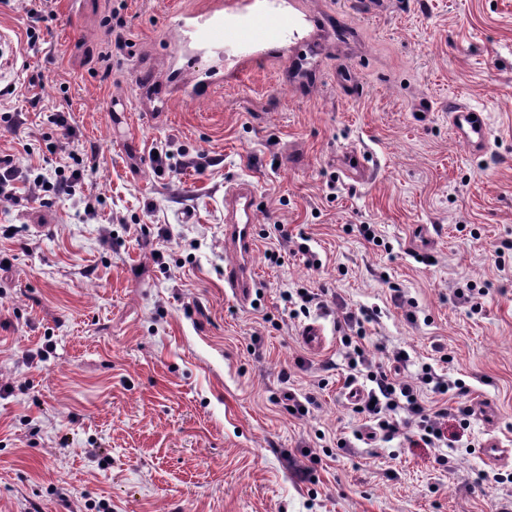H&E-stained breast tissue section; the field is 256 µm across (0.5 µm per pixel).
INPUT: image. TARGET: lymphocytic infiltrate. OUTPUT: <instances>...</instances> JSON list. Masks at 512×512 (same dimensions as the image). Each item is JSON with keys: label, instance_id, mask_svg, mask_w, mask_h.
<instances>
[{"label": "lymphocytic infiltrate", "instance_id": "obj_1", "mask_svg": "<svg viewBox=\"0 0 512 512\" xmlns=\"http://www.w3.org/2000/svg\"><path fill=\"white\" fill-rule=\"evenodd\" d=\"M85 165L82 159H75L70 171H57L55 180L44 176L29 177L15 163L12 155L0 154V202L9 203L17 199V185L21 182H33L40 191L57 195L71 190L84 178ZM342 343L351 348L349 361L351 369L347 377L348 384H355L359 378H366L370 383L366 401L357 404V413L363 414L385 439H392L399 428L392 416L401 412L406 424L416 426L417 434L410 438L411 446L440 448L448 442L447 422L455 418L466 421L470 409L464 398L469 389L459 379L451 380L438 375L432 367L422 369L419 384H410L393 378L384 369L372 368L369 364L360 337L343 336ZM429 387L432 393L450 396L454 406L439 409L428 408L420 394L422 387Z\"/></svg>", "mask_w": 512, "mask_h": 512}]
</instances>
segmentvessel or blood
I'll return each mask as SVG.
<instances>
[{
    "label": "vessel or blood",
    "instance_id": "1",
    "mask_svg": "<svg viewBox=\"0 0 512 512\" xmlns=\"http://www.w3.org/2000/svg\"><path fill=\"white\" fill-rule=\"evenodd\" d=\"M183 40L202 48L232 53L238 64L248 65L258 50L284 45L294 20L281 0H230L223 12L206 16L187 14L178 21ZM448 118L456 138L471 148H485L488 126L483 113L457 100L448 103ZM343 173L352 181H368L373 173L357 152L342 159ZM256 188L238 180L224 190V244L235 256L224 269V286L242 302L248 301L255 283L251 257L256 247Z\"/></svg>",
    "mask_w": 512,
    "mask_h": 512
}]
</instances>
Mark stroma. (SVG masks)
Masks as SVG:
<instances>
[{
  "instance_id": "1",
  "label": "stroma",
  "mask_w": 512,
  "mask_h": 512,
  "mask_svg": "<svg viewBox=\"0 0 512 512\" xmlns=\"http://www.w3.org/2000/svg\"><path fill=\"white\" fill-rule=\"evenodd\" d=\"M284 3L295 36L244 70L174 36L224 0H48L46 23L26 0L0 4V152L49 178L73 155L89 165L71 195L25 184L0 204V512L512 501V461L480 454L492 438L512 448V0ZM451 97L484 113V152L454 137ZM351 151L375 161L366 184L337 164ZM240 178L259 205L247 304L224 286V186ZM300 288L327 307L293 315ZM363 310L372 365L402 349L400 380L428 364L468 385L454 447L383 441L355 412L340 339ZM312 322L318 351L301 339ZM288 392L314 399L308 415Z\"/></svg>"
}]
</instances>
